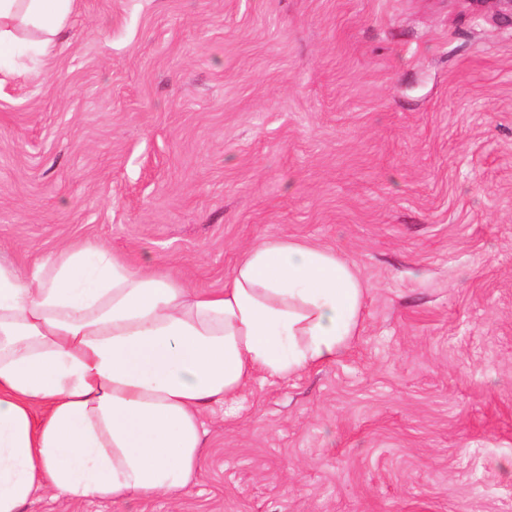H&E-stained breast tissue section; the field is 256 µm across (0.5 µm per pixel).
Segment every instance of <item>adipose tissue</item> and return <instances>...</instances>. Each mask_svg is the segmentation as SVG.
<instances>
[{
  "label": "adipose tissue",
  "mask_w": 512,
  "mask_h": 512,
  "mask_svg": "<svg viewBox=\"0 0 512 512\" xmlns=\"http://www.w3.org/2000/svg\"><path fill=\"white\" fill-rule=\"evenodd\" d=\"M74 0H0V67L61 40ZM350 258L261 240L223 288L199 291L108 249L72 244L31 273L0 259V512L38 491L178 498L200 469L206 414L235 416L256 380L336 362L363 322Z\"/></svg>",
  "instance_id": "ef3b65f1"
}]
</instances>
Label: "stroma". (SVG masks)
<instances>
[{
    "label": "stroma",
    "instance_id": "35a3bbf8",
    "mask_svg": "<svg viewBox=\"0 0 512 512\" xmlns=\"http://www.w3.org/2000/svg\"><path fill=\"white\" fill-rule=\"evenodd\" d=\"M0 74V252L101 243L197 290L354 260L335 363L206 417L197 483L22 512H512V21L467 0H75Z\"/></svg>",
    "mask_w": 512,
    "mask_h": 512
}]
</instances>
